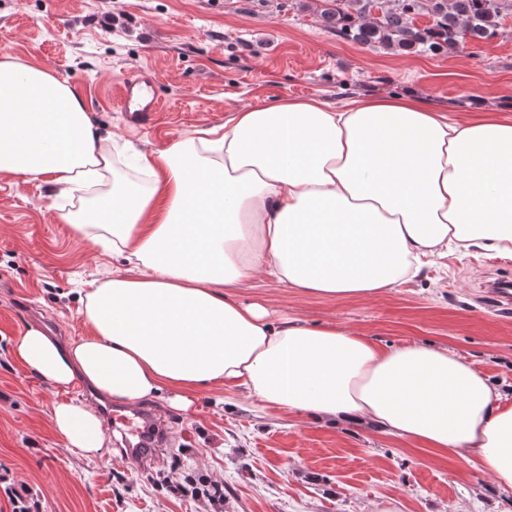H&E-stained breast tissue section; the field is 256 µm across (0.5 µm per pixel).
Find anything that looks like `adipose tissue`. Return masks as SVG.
<instances>
[{
  "label": "adipose tissue",
  "instance_id": "obj_1",
  "mask_svg": "<svg viewBox=\"0 0 512 512\" xmlns=\"http://www.w3.org/2000/svg\"><path fill=\"white\" fill-rule=\"evenodd\" d=\"M122 151L66 81L0 57V174L78 196L65 222L138 270L85 292L78 338L27 325L17 361L123 404L164 394L187 409L198 388L243 386L268 410L368 420L437 455L477 458L512 488V397L465 358L273 320L227 292L264 272L310 295L372 297L452 240L512 254V118L477 106L459 120L410 95L288 99L138 153L145 186L115 177ZM51 418L66 448L103 456L87 404L54 402Z\"/></svg>",
  "mask_w": 512,
  "mask_h": 512
}]
</instances>
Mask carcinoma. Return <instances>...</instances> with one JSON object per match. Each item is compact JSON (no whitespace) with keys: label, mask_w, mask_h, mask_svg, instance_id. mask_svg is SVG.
I'll use <instances>...</instances> for the list:
<instances>
[{"label":"carcinoma","mask_w":512,"mask_h":512,"mask_svg":"<svg viewBox=\"0 0 512 512\" xmlns=\"http://www.w3.org/2000/svg\"><path fill=\"white\" fill-rule=\"evenodd\" d=\"M306 7L343 40L418 55L489 41L512 15V0H308ZM416 15L431 23L416 26Z\"/></svg>","instance_id":"obj_1"}]
</instances>
